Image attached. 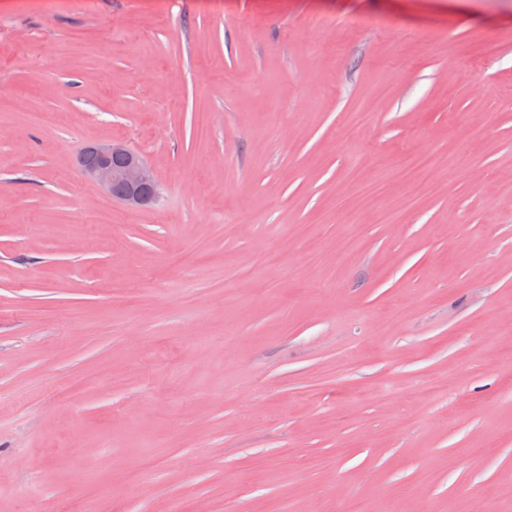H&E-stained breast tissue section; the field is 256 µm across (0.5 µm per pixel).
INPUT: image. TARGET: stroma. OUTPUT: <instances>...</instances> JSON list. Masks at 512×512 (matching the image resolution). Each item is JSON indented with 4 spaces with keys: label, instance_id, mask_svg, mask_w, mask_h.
Listing matches in <instances>:
<instances>
[{
    "label": "stroma",
    "instance_id": "stroma-1",
    "mask_svg": "<svg viewBox=\"0 0 512 512\" xmlns=\"http://www.w3.org/2000/svg\"><path fill=\"white\" fill-rule=\"evenodd\" d=\"M510 334L512 0H0V512H512ZM118 156L123 158V163L120 166L112 165V159ZM80 168L85 179L131 209L148 208L160 196V185L153 169L126 142L110 140L91 143L81 159ZM116 185L123 187L121 194L112 193ZM446 167V162L434 154L411 156L401 166L388 167L381 178L362 183L361 191L364 198L372 202L385 195L386 186L390 182L414 183L415 180L431 176Z\"/></svg>",
    "mask_w": 512,
    "mask_h": 512
}]
</instances>
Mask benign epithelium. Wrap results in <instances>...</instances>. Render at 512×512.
Segmentation results:
<instances>
[{"label": "benign epithelium", "mask_w": 512, "mask_h": 512, "mask_svg": "<svg viewBox=\"0 0 512 512\" xmlns=\"http://www.w3.org/2000/svg\"><path fill=\"white\" fill-rule=\"evenodd\" d=\"M118 156L123 158V163L112 165V159ZM81 171L85 179L109 193L115 186H122L123 192L113 198L131 209L148 208L160 196V185L153 169L138 151L122 141L91 143L81 159Z\"/></svg>", "instance_id": "1"}]
</instances>
